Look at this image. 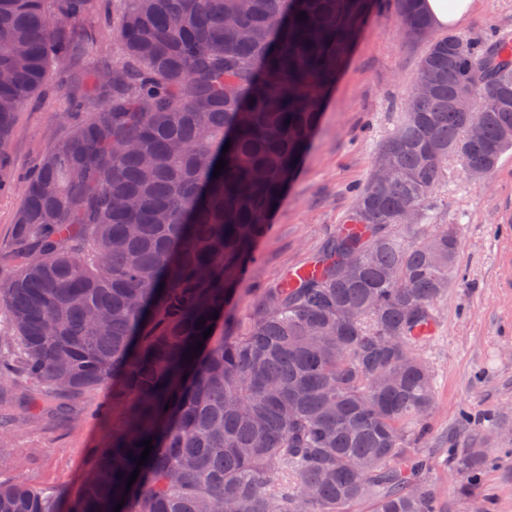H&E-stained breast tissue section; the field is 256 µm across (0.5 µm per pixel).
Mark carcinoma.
<instances>
[{
    "label": "carcinoma",
    "instance_id": "cac0c4a2",
    "mask_svg": "<svg viewBox=\"0 0 512 512\" xmlns=\"http://www.w3.org/2000/svg\"><path fill=\"white\" fill-rule=\"evenodd\" d=\"M395 2L409 34L432 31L421 0ZM92 5L0 0V159ZM370 7L126 0L122 61L96 74L109 93L27 179L0 264V349L17 363L0 359V397L19 377L58 396L110 387L112 441L78 494L0 484V512H443L413 442L459 239L404 232L449 160L480 178L512 150L511 33L431 37L415 82L430 89L378 148L393 176L371 171L313 270L262 292L244 331L234 305ZM465 89L500 98L478 141L454 107ZM453 462L476 481L483 450Z\"/></svg>",
    "mask_w": 512,
    "mask_h": 512
}]
</instances>
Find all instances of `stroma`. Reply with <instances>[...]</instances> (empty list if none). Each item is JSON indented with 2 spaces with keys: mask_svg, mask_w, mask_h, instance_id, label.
Masks as SVG:
<instances>
[{
  "mask_svg": "<svg viewBox=\"0 0 512 512\" xmlns=\"http://www.w3.org/2000/svg\"><path fill=\"white\" fill-rule=\"evenodd\" d=\"M123 0H94V10L79 35L69 37V57L58 72L16 115L5 169L11 190L0 192V254L13 243V226L23 178L37 160L70 132L64 121L74 100L94 105L101 91L94 72L111 68L123 54L115 30ZM512 33V0H475L467 18L454 26L465 41L493 32ZM427 42L406 33L394 8H376L364 21L344 69L321 102L319 127L291 185L269 218L257 244V260L240 279L239 312L249 306V291L277 285L288 273L312 262L324 242L344 224L365 185L383 140L400 124L405 103ZM512 211V153L486 177L475 179L450 165L438 191L426 230L456 225L459 248L456 279L439 303L434 332L423 349L434 370L435 406L430 432L417 446L433 464L432 480L446 512H512V433L491 436L475 418L490 413L512 426V289L499 286V255L512 242V229L498 217ZM43 388L21 381L0 399V422L10 427L0 447V483L25 482L55 493H77L97 452L112 436V421L99 409L112 391L62 398V411L34 404ZM486 448L494 456L471 479L448 464L452 450Z\"/></svg>",
  "mask_w": 512,
  "mask_h": 512,
  "instance_id": "stroma-1",
  "label": "stroma"
}]
</instances>
